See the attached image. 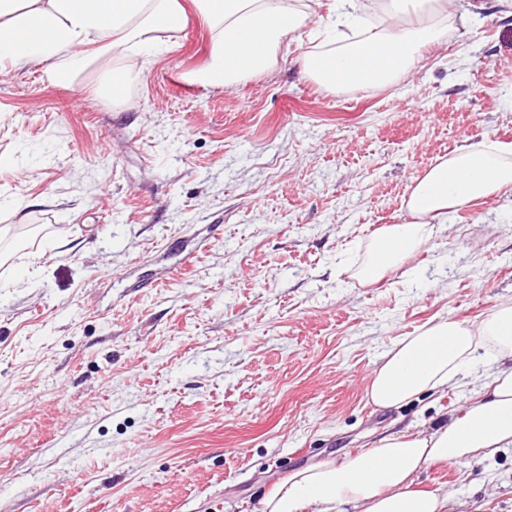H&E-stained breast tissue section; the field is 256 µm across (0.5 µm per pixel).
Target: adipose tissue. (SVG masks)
Listing matches in <instances>:
<instances>
[{
    "instance_id": "obj_1",
    "label": "adipose tissue",
    "mask_w": 512,
    "mask_h": 512,
    "mask_svg": "<svg viewBox=\"0 0 512 512\" xmlns=\"http://www.w3.org/2000/svg\"><path fill=\"white\" fill-rule=\"evenodd\" d=\"M0 0V73L35 64L79 82L90 65L102 74L90 90L118 98L115 81L139 79L163 54L194 7L206 19L211 57L192 82L224 89L269 69L285 41L308 37L306 73L329 89L382 88L413 72L421 49L478 17L482 0ZM512 194V143L465 144L413 180L408 221L372 240L357 276L375 282L406 262L450 212ZM493 372L479 396L434 431L383 434L365 452L326 456L293 469L259 502V512H448V496L420 488L418 476L441 464H470L512 447V301L481 321L446 318L401 337L373 372L370 401L406 405L458 383L477 355Z\"/></svg>"
}]
</instances>
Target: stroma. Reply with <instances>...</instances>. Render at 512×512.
<instances>
[{"label": "stroma", "instance_id": "35a3bbf8", "mask_svg": "<svg viewBox=\"0 0 512 512\" xmlns=\"http://www.w3.org/2000/svg\"><path fill=\"white\" fill-rule=\"evenodd\" d=\"M382 89L333 91L305 46L216 90L188 21L122 102L45 66L0 75V512H258L310 461L458 415L487 377L369 400L398 337L512 299V195L449 213L379 282L372 233L466 143H512L496 0ZM448 512H512V447L420 474Z\"/></svg>", "mask_w": 512, "mask_h": 512}]
</instances>
